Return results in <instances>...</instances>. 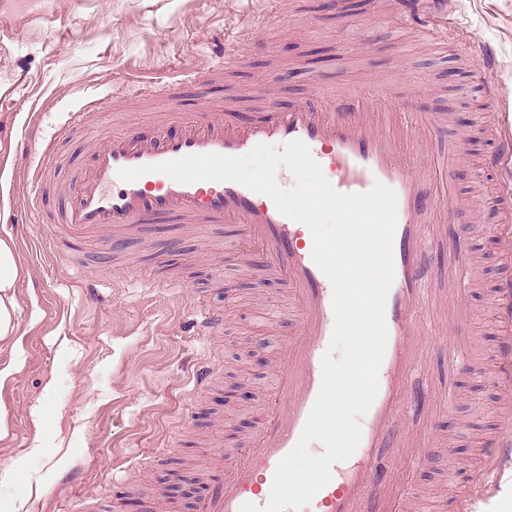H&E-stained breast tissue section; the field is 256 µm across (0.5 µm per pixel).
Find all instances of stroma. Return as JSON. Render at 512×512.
Returning a JSON list of instances; mask_svg holds the SVG:
<instances>
[{
  "label": "stroma",
  "mask_w": 512,
  "mask_h": 512,
  "mask_svg": "<svg viewBox=\"0 0 512 512\" xmlns=\"http://www.w3.org/2000/svg\"><path fill=\"white\" fill-rule=\"evenodd\" d=\"M392 0H65L52 22L19 18L0 36V141L14 142L36 122L50 139L70 109L68 94L103 98L88 131L63 141L70 164L57 173L37 213L53 214L92 163L93 130L134 125L147 136L162 121V95L145 87L176 84L184 110L251 118L254 95L269 92L284 110L315 109L324 96L348 104L355 89L432 112L438 125L423 145L433 155L456 143L451 179L469 200L466 232L428 235L432 295L448 291L451 241L477 259L468 289L474 336L469 366L452 364L448 346L423 349L419 396L403 419L408 437L427 445L410 471L413 512H456L484 466L481 448L498 433L504 402L491 378L502 336L497 297L512 280L503 249L512 238V182L487 162L504 122L512 123V0H446L433 46L398 27ZM244 47L241 63L201 84L225 42ZM274 82H267V75ZM25 273L18 284L17 371L0 380V512H194L208 480L214 439L231 447L250 437L271 400L274 370L297 328L288 290L262 253L243 255L231 229L157 221L124 238L127 268L91 246L46 243L31 223L0 222ZM158 285L141 287L140 270ZM224 313V330L195 338L197 301ZM214 364L209 388L194 393L202 361ZM239 379L249 400L225 401ZM41 445L33 453V445Z\"/></svg>",
  "instance_id": "1"
}]
</instances>
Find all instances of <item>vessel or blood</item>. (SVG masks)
I'll return each mask as SVG.
<instances>
[{
	"instance_id": "vessel-or-blood-1",
	"label": "vessel or blood",
	"mask_w": 512,
	"mask_h": 512,
	"mask_svg": "<svg viewBox=\"0 0 512 512\" xmlns=\"http://www.w3.org/2000/svg\"><path fill=\"white\" fill-rule=\"evenodd\" d=\"M100 105V99L79 96L55 141L40 144L41 162L30 178L32 196L42 194L47 170L64 163L57 142L83 130L87 116ZM168 105L166 123L177 127L175 137L146 143L133 127L97 133L93 163L71 186L69 204L56 222L70 238L97 241L102 251L112 254L120 250L123 236L138 232L151 218L217 227L234 224L248 246L266 254L270 272L292 290L299 331L274 373L266 417L246 447L217 451L213 466L218 478L198 499L196 512H240L247 502L261 507L268 503L275 469L296 444L321 387V359L334 326L332 286L312 260L309 228L281 214L268 196L231 181L179 183L156 172L155 166L187 155L239 156L261 143L283 145L293 140L308 145L337 191L363 193L379 181L397 195L395 276L386 303L388 341L378 374V395L364 417L361 442L351 464H334L331 481L301 512H409L407 483L394 480L392 469L375 466L372 453L388 449L390 461L401 462L407 470L425 460V446L411 442L401 426L419 347L425 337L444 336L449 354L456 357L466 354L470 343L457 326L421 319L429 303L424 228L431 224L439 234L448 232L423 194L422 182L433 183L439 197L450 201L449 215L468 212L467 207L451 202V157L427 158L418 173L411 167L420 135L436 126L435 116L409 115L385 106L370 111L333 104L319 110L297 107L282 112L269 100L258 117L237 122L207 112L183 111L174 96ZM145 165L150 173L135 181L118 176L120 169ZM473 264L471 254L449 252L448 281L455 293L467 288ZM499 362L500 386L508 405L500 415L497 438L484 450L488 471L512 466L511 335L502 340ZM487 473L476 476L471 495L460 504L462 512H474L488 497Z\"/></svg>"
}]
</instances>
